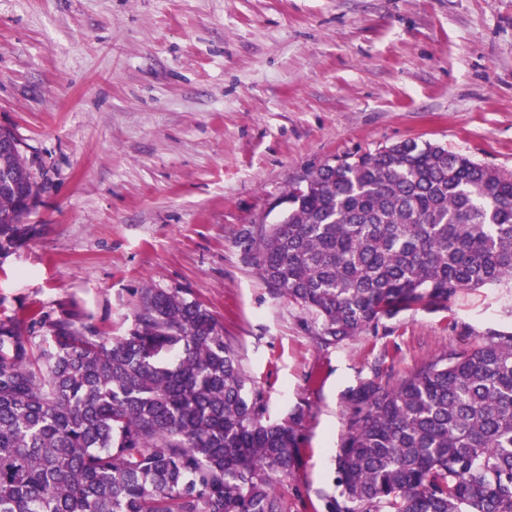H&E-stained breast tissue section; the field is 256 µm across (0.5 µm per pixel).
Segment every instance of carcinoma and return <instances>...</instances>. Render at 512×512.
I'll use <instances>...</instances> for the list:
<instances>
[{"label":"carcinoma","instance_id":"cac0c4a2","mask_svg":"<svg viewBox=\"0 0 512 512\" xmlns=\"http://www.w3.org/2000/svg\"><path fill=\"white\" fill-rule=\"evenodd\" d=\"M0 151V256L33 233ZM282 218L240 236L325 344L463 289L512 288V174L406 139L326 161ZM329 512H512V332L349 396ZM221 326L147 288L127 335L67 315L0 318V512H282L300 417H265Z\"/></svg>","mask_w":512,"mask_h":512}]
</instances>
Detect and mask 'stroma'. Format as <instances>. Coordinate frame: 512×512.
I'll return each instance as SVG.
<instances>
[{"label":"stroma","instance_id":"stroma-1","mask_svg":"<svg viewBox=\"0 0 512 512\" xmlns=\"http://www.w3.org/2000/svg\"><path fill=\"white\" fill-rule=\"evenodd\" d=\"M0 127L41 185L0 317L116 338L144 289L200 303L270 418H301L282 512L338 496L350 390L512 332L482 288L324 345L239 242L356 151L416 138L512 173V0H0Z\"/></svg>","mask_w":512,"mask_h":512}]
</instances>
